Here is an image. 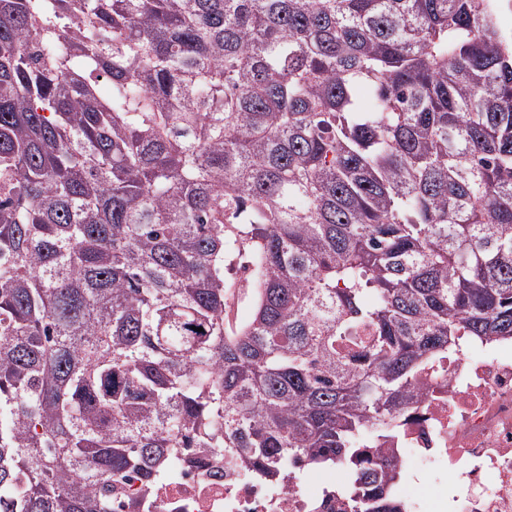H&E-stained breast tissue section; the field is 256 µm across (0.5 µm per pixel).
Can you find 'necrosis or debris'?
Returning a JSON list of instances; mask_svg holds the SVG:
<instances>
[{
  "label": "necrosis or debris",
  "instance_id": "obj_1",
  "mask_svg": "<svg viewBox=\"0 0 512 512\" xmlns=\"http://www.w3.org/2000/svg\"><path fill=\"white\" fill-rule=\"evenodd\" d=\"M423 383V398L402 416L397 437L376 446L408 473L442 466L451 481L403 497L404 512H512V339L459 350ZM328 494L324 486L309 491L228 471L209 455L176 465L148 487L127 478L112 512H128L135 497L144 498L146 512H307L314 501L332 510Z\"/></svg>",
  "mask_w": 512,
  "mask_h": 512
}]
</instances>
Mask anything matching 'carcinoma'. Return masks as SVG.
<instances>
[{
    "label": "carcinoma",
    "instance_id": "obj_1",
    "mask_svg": "<svg viewBox=\"0 0 512 512\" xmlns=\"http://www.w3.org/2000/svg\"><path fill=\"white\" fill-rule=\"evenodd\" d=\"M506 9L0 0V512H112L197 448L401 512L364 444L512 339ZM232 308L234 310L233 318L229 321L228 329L244 325L253 316L254 300L250 293L235 294L232 299Z\"/></svg>",
    "mask_w": 512,
    "mask_h": 512
}]
</instances>
